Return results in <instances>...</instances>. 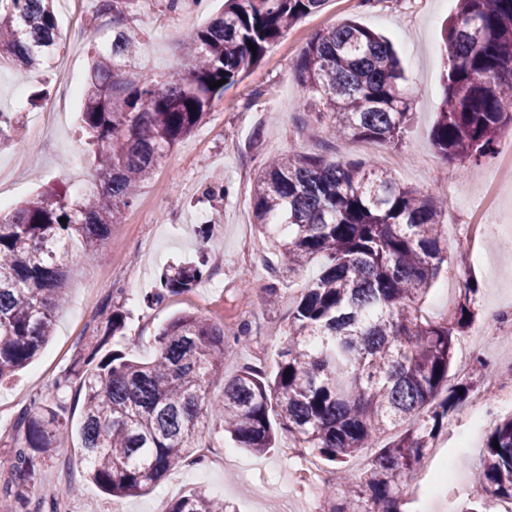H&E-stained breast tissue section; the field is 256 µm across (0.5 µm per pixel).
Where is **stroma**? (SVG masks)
Returning a JSON list of instances; mask_svg holds the SVG:
<instances>
[{"label":"stroma","mask_w":512,"mask_h":512,"mask_svg":"<svg viewBox=\"0 0 512 512\" xmlns=\"http://www.w3.org/2000/svg\"><path fill=\"white\" fill-rule=\"evenodd\" d=\"M222 6V0H206L202 5L185 0L181 10L172 13L166 0H136L125 24L140 32L144 41L139 73L149 77L180 71L186 34L205 26ZM93 9L94 0L57 4L62 43L40 69L22 73L9 64L0 65V110L18 113L23 125L19 140L0 146V197L10 206L55 185L63 183L77 191L93 181L91 147L79 131L82 93L89 83V40L82 32ZM456 11L457 0H383L372 9L358 7L357 0H325L317 13L284 33L255 71L214 101L192 135L161 160L122 222L112 226L111 260L82 258L74 264L47 345L27 368L0 384V487L10 477L5 462L12 457L18 412L68 370L106 303L123 307L126 337L120 348L128 357L151 360L157 352L158 331L173 316L195 312L232 330L243 324L249 328L245 341L233 346L224 359L225 377L246 366L274 370L288 332V310L302 284L317 275L319 265L311 263L299 276L288 277L252 224L253 179L258 166L271 157L300 151L329 160L364 159L373 167L391 170L401 183L439 196L448 209L442 233L448 240L449 268L441 272L424 308L430 316L442 318L466 279H474L479 288L476 320L465 335V345L456 349L449 378L463 377L466 344H476L478 355L491 363L512 356L508 334L487 344L480 341L490 312L512 307V186L485 182L481 168L444 162L431 146V129L443 95L442 30ZM349 18L388 38L401 60L402 85L414 106L399 148L326 141L311 133L299 106L306 95L295 77L302 49L318 31ZM44 85L51 88V96L29 103L31 91ZM214 184L225 185L223 199L206 196V187ZM206 214L218 221L205 240L197 230L200 216ZM473 219L490 227L476 254L459 242ZM247 248L258 255L251 266L240 261ZM201 250L210 258L202 282L160 305L145 307L142 297L155 288L163 267ZM272 282L284 291L283 301L275 307L260 301L262 288ZM511 413L493 400L486 401L481 411L465 403L435 442L441 450L437 470L453 471L460 483L471 486L492 423ZM290 442L283 433L277 448L254 454L235 447L222 432L204 433L201 452L209 456L210 465L180 462L152 491L124 499L121 505L124 512H167L173 501L202 488L224 498L235 512H257L251 500L254 485H264L278 496L296 492L291 477L301 462L288 456ZM228 452L241 462V469L221 466ZM36 494L44 503L42 512H52L59 496L67 501L69 512H113L111 496L89 478L74 434L60 441L47 459Z\"/></svg>","instance_id":"stroma-1"}]
</instances>
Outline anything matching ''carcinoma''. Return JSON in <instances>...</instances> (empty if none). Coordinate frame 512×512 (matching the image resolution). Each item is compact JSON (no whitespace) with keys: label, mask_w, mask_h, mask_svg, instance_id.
I'll return each mask as SVG.
<instances>
[{"label":"carcinoma","mask_w":512,"mask_h":512,"mask_svg":"<svg viewBox=\"0 0 512 512\" xmlns=\"http://www.w3.org/2000/svg\"><path fill=\"white\" fill-rule=\"evenodd\" d=\"M53 2L0 0V60L21 70L43 65L57 47ZM134 2L95 0L92 23L112 22V40L106 49L91 41L81 109V133L96 148L92 188L73 195L52 187L0 215V383L26 367L52 335L70 286V243L104 258L111 226L134 205L141 182L225 89L251 74L283 33L325 0H225L219 17L188 34L186 70L137 80L126 68L140 37L119 27ZM458 2L442 32L444 90L431 145L447 162L481 165L494 159L497 140L512 133V0ZM295 74L307 90L303 106L314 130L402 144L414 99L401 88L394 49L376 32L354 20L317 32ZM20 130L18 114L0 112L1 144ZM445 216L433 195L364 160L297 152L263 163L255 176L257 230L290 276L314 259L322 262L293 303L274 373L245 367L215 397L209 387L246 326L229 337L208 318L182 313L161 328L155 357L142 363L107 350L124 328L119 308L107 306L103 325L65 376L18 417L10 481L21 507L41 512L32 506L37 470L68 433L61 393L76 383L89 476L112 497L149 491L176 463L196 456L201 434L216 424L259 454L286 431L339 475L373 448L348 495L339 499L335 488L325 489L327 512H400L403 488L448 428V417L490 374L478 358L468 375L448 383L456 343L475 321V281L465 282L448 320L420 315L419 303L448 266ZM206 266L204 255L168 266L145 306L192 290ZM486 496L512 502V416L492 428L472 494L456 512H482ZM167 512L233 510L197 490Z\"/></svg>","instance_id":"1"}]
</instances>
